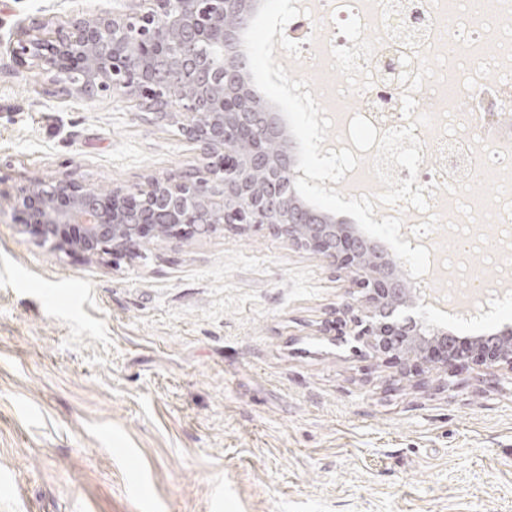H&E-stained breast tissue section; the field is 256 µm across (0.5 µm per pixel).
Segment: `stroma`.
I'll use <instances>...</instances> for the list:
<instances>
[{
    "label": "stroma",
    "instance_id": "obj_1",
    "mask_svg": "<svg viewBox=\"0 0 512 512\" xmlns=\"http://www.w3.org/2000/svg\"><path fill=\"white\" fill-rule=\"evenodd\" d=\"M129 0H0V512H512V373L400 376L337 346L344 272L264 228L117 261L18 224L34 179L131 189L204 160L141 100L19 64V23ZM468 338L512 306L460 309Z\"/></svg>",
    "mask_w": 512,
    "mask_h": 512
}]
</instances>
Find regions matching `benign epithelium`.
<instances>
[{
    "label": "benign epithelium",
    "instance_id": "7a95c632",
    "mask_svg": "<svg viewBox=\"0 0 512 512\" xmlns=\"http://www.w3.org/2000/svg\"><path fill=\"white\" fill-rule=\"evenodd\" d=\"M131 2V14L74 16L55 27L35 21L18 30L11 53L22 65L46 67L70 92L161 95L208 175L176 172L129 192L34 180L11 198L24 227L59 247L113 257L152 238L204 236L221 224L265 226L348 272L339 312L365 349L415 366L437 363L448 374L463 363L512 372L511 327L475 345L461 342L422 314L426 294L374 240L295 201L293 153L268 150L281 135L278 115L244 89L245 63L235 55L251 0Z\"/></svg>",
    "mask_w": 512,
    "mask_h": 512
}]
</instances>
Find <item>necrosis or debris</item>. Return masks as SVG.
Listing matches in <instances>:
<instances>
[{"label":"necrosis or debris","instance_id":"4bbe7bcc","mask_svg":"<svg viewBox=\"0 0 512 512\" xmlns=\"http://www.w3.org/2000/svg\"><path fill=\"white\" fill-rule=\"evenodd\" d=\"M309 9L311 25L294 41L301 48L299 60L307 68L339 74V81L324 86L320 102L344 103L343 115L335 124L337 147H350L348 124L353 116L367 118L378 131L405 126L402 95L412 93L416 102H428L435 119L430 127L414 131L423 151L434 155L431 165H420L418 181L425 197L440 189L455 200L451 218L458 234L454 249H439L431 255L435 271L455 269L462 279V289L449 290L448 303L460 302L462 290L474 288L477 278L471 257L484 247V240L474 232L485 223L488 212H495L499 234L512 238V183L502 185L493 202L460 194L461 186L472 183L476 173L487 169L512 171V117L491 112L488 101L504 103L512 95V81L489 83L482 70L469 59L454 57L450 67L440 70L435 80L419 89L410 84L422 58L440 56L447 40L467 39L483 43L489 33H496L498 58L512 59V33L500 30L495 17L473 24L469 8H456L453 19L444 16V0H318ZM392 49L402 58L403 71L397 84L398 96L385 111H377L375 97L383 81L380 55ZM455 81L458 95L452 105L443 102L442 89Z\"/></svg>","mask_w":512,"mask_h":512}]
</instances>
